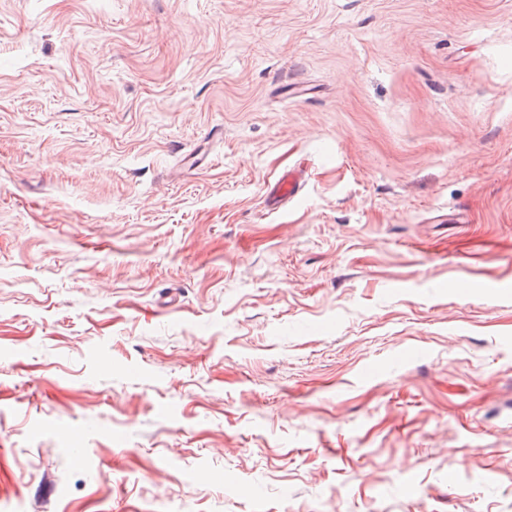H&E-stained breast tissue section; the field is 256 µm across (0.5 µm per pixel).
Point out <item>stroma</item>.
<instances>
[{"mask_svg": "<svg viewBox=\"0 0 512 512\" xmlns=\"http://www.w3.org/2000/svg\"><path fill=\"white\" fill-rule=\"evenodd\" d=\"M0 512H512V0H0ZM302 186V173L300 171L289 170L283 173L266 191V206L269 210H273L288 204L300 195Z\"/></svg>", "mask_w": 512, "mask_h": 512, "instance_id": "stroma-1", "label": "stroma"}]
</instances>
